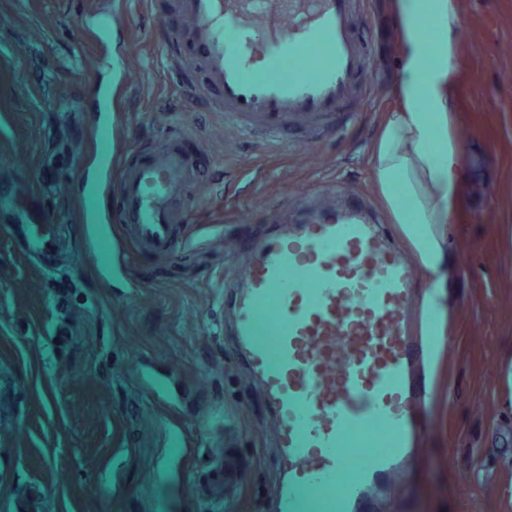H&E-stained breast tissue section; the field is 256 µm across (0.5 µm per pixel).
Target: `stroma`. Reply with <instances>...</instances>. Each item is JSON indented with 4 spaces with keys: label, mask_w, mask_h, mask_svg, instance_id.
<instances>
[{
    "label": "stroma",
    "mask_w": 512,
    "mask_h": 512,
    "mask_svg": "<svg viewBox=\"0 0 512 512\" xmlns=\"http://www.w3.org/2000/svg\"><path fill=\"white\" fill-rule=\"evenodd\" d=\"M448 65L459 207L444 227L451 342L433 364L436 399L370 512H512V0H457ZM177 0H0V512H272L278 431L235 350L231 297L267 216L324 192L365 194L386 243L429 287L374 171L397 105L391 0H354V34L374 61L344 129L289 124L280 143L239 136L186 100L157 41ZM110 13L112 22L97 25ZM191 133L208 165L177 203L176 257H148L86 186L112 179L163 137ZM56 218L42 264L12 224ZM469 272H462V264Z\"/></svg>",
    "instance_id": "obj_1"
}]
</instances>
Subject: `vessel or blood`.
<instances>
[{
	"label": "vessel or blood",
	"instance_id": "1",
	"mask_svg": "<svg viewBox=\"0 0 512 512\" xmlns=\"http://www.w3.org/2000/svg\"><path fill=\"white\" fill-rule=\"evenodd\" d=\"M353 0H179L180 24L162 28L164 58L184 96L188 71L213 91L212 108L241 135L279 140L288 123L335 127L352 112L370 66L352 29ZM264 73L251 75L256 46ZM188 138L166 139L126 170L119 186L126 235L147 254H174L171 204L194 174ZM54 218L27 225L45 248ZM291 238L263 245L241 278L237 350L265 391L280 436L284 480L275 512H368L365 489L409 456L429 396L406 327L414 271L385 245L364 198L306 201Z\"/></svg>",
	"mask_w": 512,
	"mask_h": 512
}]
</instances>
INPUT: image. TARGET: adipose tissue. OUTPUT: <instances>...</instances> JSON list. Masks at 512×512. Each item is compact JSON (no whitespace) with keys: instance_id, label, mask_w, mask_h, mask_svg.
Instances as JSON below:
<instances>
[{"instance_id":"ef3b65f1","label":"adipose tissue","mask_w":512,"mask_h":512,"mask_svg":"<svg viewBox=\"0 0 512 512\" xmlns=\"http://www.w3.org/2000/svg\"><path fill=\"white\" fill-rule=\"evenodd\" d=\"M401 22L400 105L378 143L375 169L390 210L418 245V259L438 275L442 229L458 206L456 147L448 138L455 0H394Z\"/></svg>"}]
</instances>
